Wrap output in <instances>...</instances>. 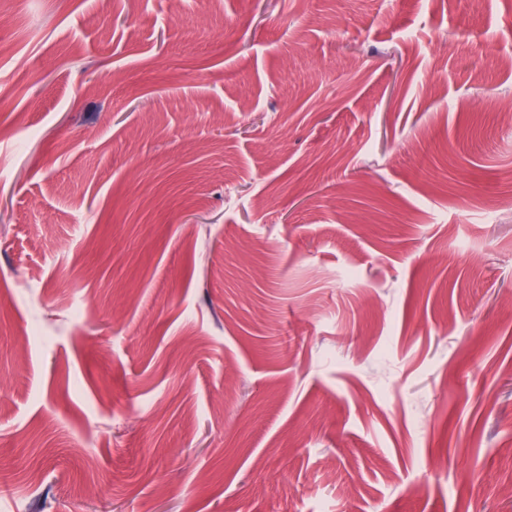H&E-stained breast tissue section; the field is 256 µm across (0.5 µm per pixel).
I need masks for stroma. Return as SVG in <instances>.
<instances>
[{"label": "stroma", "mask_w": 512, "mask_h": 512, "mask_svg": "<svg viewBox=\"0 0 512 512\" xmlns=\"http://www.w3.org/2000/svg\"><path fill=\"white\" fill-rule=\"evenodd\" d=\"M512 0H0V512H512Z\"/></svg>", "instance_id": "obj_1"}]
</instances>
